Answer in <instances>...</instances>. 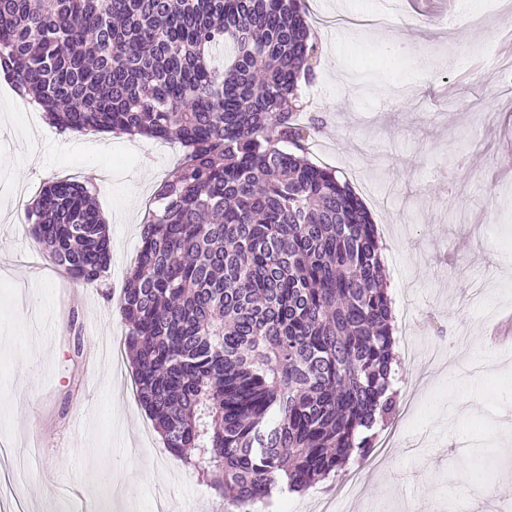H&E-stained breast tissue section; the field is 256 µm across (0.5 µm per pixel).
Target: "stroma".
Returning a JSON list of instances; mask_svg holds the SVG:
<instances>
[{"label": "stroma", "instance_id": "stroma-1", "mask_svg": "<svg viewBox=\"0 0 512 512\" xmlns=\"http://www.w3.org/2000/svg\"><path fill=\"white\" fill-rule=\"evenodd\" d=\"M318 46L300 122L322 120L311 162L349 173L385 250L399 411L391 447L266 512H512V0L463 9L396 0H305ZM414 43L397 54V40ZM176 142L62 134L0 79V512H221L223 499L172 456L117 355L115 313L146 205L183 156ZM87 184L111 218L112 263L94 285L61 279L22 219L46 182ZM80 348L67 340L70 318ZM492 458L479 470L478 448Z\"/></svg>", "mask_w": 512, "mask_h": 512}]
</instances>
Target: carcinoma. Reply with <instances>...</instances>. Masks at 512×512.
Wrapping results in <instances>:
<instances>
[{"instance_id": "1", "label": "carcinoma", "mask_w": 512, "mask_h": 512, "mask_svg": "<svg viewBox=\"0 0 512 512\" xmlns=\"http://www.w3.org/2000/svg\"><path fill=\"white\" fill-rule=\"evenodd\" d=\"M316 51L302 0H0V73L51 125L187 149L117 312L165 448L239 512L367 459L398 411L375 224L297 121ZM26 219L73 282L105 277L85 185L48 183Z\"/></svg>"}]
</instances>
